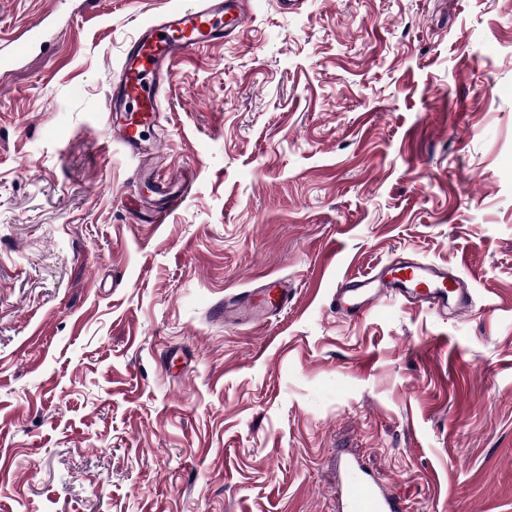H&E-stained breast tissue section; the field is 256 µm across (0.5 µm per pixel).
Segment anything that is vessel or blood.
<instances>
[{
	"instance_id": "1",
	"label": "vessel or blood",
	"mask_w": 512,
	"mask_h": 512,
	"mask_svg": "<svg viewBox=\"0 0 512 512\" xmlns=\"http://www.w3.org/2000/svg\"><path fill=\"white\" fill-rule=\"evenodd\" d=\"M245 23L240 0H196L193 6L167 10L158 25L129 43L114 104L115 111L122 114L120 141L129 153L138 151L145 130L156 122L178 61L189 51L222 43L240 32ZM45 39L41 22L25 24L0 55V69L19 61L34 43ZM264 291L267 299L260 308L254 306L247 291L225 297V319L244 315L266 318L287 309V285L275 281L266 284ZM387 295L411 299L457 318L472 308L468 288L447 268L420 261L388 263L377 271L345 278L337 286L332 302L337 313L360 314ZM339 473L341 512H402L399 498L385 494L356 459L340 457Z\"/></svg>"
}]
</instances>
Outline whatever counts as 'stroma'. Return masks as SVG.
<instances>
[{"label":"stroma","mask_w":512,"mask_h":512,"mask_svg":"<svg viewBox=\"0 0 512 512\" xmlns=\"http://www.w3.org/2000/svg\"><path fill=\"white\" fill-rule=\"evenodd\" d=\"M192 2L0 0L52 35L0 70V512H336L340 452L406 512H512V0H246L131 157L107 72ZM397 258L472 313L337 315ZM262 279L288 310L225 322Z\"/></svg>","instance_id":"obj_1"}]
</instances>
